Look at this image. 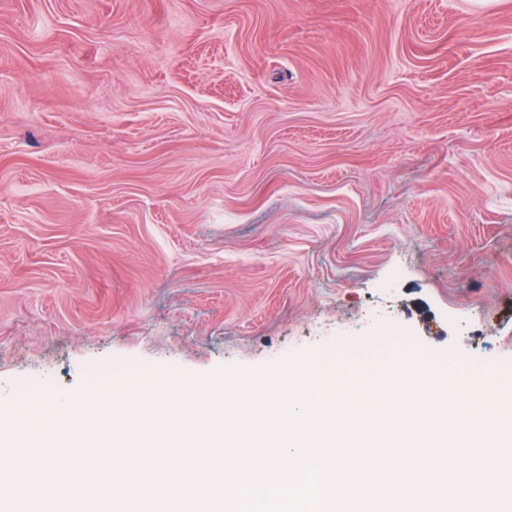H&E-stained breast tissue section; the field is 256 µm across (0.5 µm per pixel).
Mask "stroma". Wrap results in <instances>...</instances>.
<instances>
[{
  "mask_svg": "<svg viewBox=\"0 0 512 512\" xmlns=\"http://www.w3.org/2000/svg\"><path fill=\"white\" fill-rule=\"evenodd\" d=\"M382 330L512 368V0H0V400Z\"/></svg>",
  "mask_w": 512,
  "mask_h": 512,
  "instance_id": "stroma-1",
  "label": "stroma"
}]
</instances>
